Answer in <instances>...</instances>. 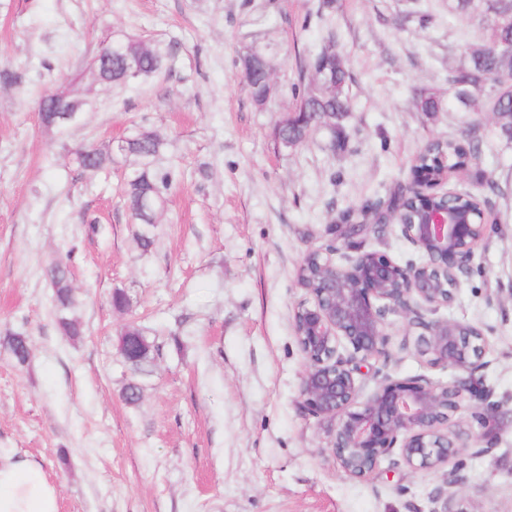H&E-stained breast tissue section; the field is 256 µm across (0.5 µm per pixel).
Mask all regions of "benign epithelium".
I'll return each mask as SVG.
<instances>
[{
	"label": "benign epithelium",
	"mask_w": 512,
	"mask_h": 512,
	"mask_svg": "<svg viewBox=\"0 0 512 512\" xmlns=\"http://www.w3.org/2000/svg\"><path fill=\"white\" fill-rule=\"evenodd\" d=\"M405 188L422 203L400 228L423 261L402 266L373 250L341 266L329 256L320 266L324 273L313 278L317 287L306 288L310 301L294 311L296 342L307 362L303 405L330 422L333 454L356 479L371 477L395 452L413 473L439 471L463 447L460 435L448 436V420L471 389L467 378L448 385L425 375H386L361 398V363L384 353L387 315L420 330L416 349L432 367L471 371L485 353L474 327L435 317L448 306V288L431 270L456 277L468 269L486 213L460 200L433 205L422 178Z\"/></svg>",
	"instance_id": "7a95c632"
}]
</instances>
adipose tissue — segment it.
I'll list each match as a JSON object with an SVG mask.
<instances>
[{
    "mask_svg": "<svg viewBox=\"0 0 512 512\" xmlns=\"http://www.w3.org/2000/svg\"><path fill=\"white\" fill-rule=\"evenodd\" d=\"M0 512H58L56 491L40 466L0 461Z\"/></svg>",
    "mask_w": 512,
    "mask_h": 512,
    "instance_id": "1",
    "label": "adipose tissue"
}]
</instances>
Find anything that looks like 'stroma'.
Returning a JSON list of instances; mask_svg holds the SVG:
<instances>
[{
	"label": "stroma",
	"mask_w": 512,
	"mask_h": 512,
	"mask_svg": "<svg viewBox=\"0 0 512 512\" xmlns=\"http://www.w3.org/2000/svg\"><path fill=\"white\" fill-rule=\"evenodd\" d=\"M492 2L461 13L456 0H0V71L20 77L0 85V337L21 331L30 345L22 366L0 352V458L40 465L59 512H512V142L482 113L412 105L419 89L447 94L449 69L484 42ZM110 37L151 44L162 69L94 82ZM331 42L352 78L348 142L334 148L318 129L286 148L278 130L295 105L296 65ZM253 51L274 65L262 106L240 64ZM47 88L80 90L90 105L44 127ZM140 128L164 141L157 168L171 175L148 227L131 221L134 160L117 149ZM433 137L482 143L478 164L448 186L485 196L496 222L440 314L487 338L473 378L490 396L464 395L453 415L470 437L457 486L396 456L355 480L300 396L298 269L333 239L340 212L406 183ZM89 143L113 149L94 176L73 156ZM374 249L421 260L396 225L336 259ZM59 259L80 300L76 339L62 334L45 277ZM116 291L125 308L110 305ZM387 323L388 353L372 361L365 392L381 375L459 378L427 366L416 329ZM130 326L152 346L136 368L120 351ZM486 400L499 413L480 426L471 413Z\"/></svg>",
	"instance_id": "35a3bbf8"
}]
</instances>
